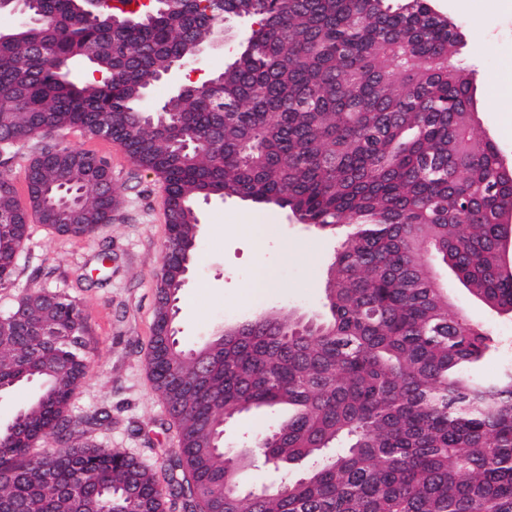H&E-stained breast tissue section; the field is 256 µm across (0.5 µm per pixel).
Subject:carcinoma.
<instances>
[{"label": "carcinoma", "instance_id": "1", "mask_svg": "<svg viewBox=\"0 0 512 512\" xmlns=\"http://www.w3.org/2000/svg\"><path fill=\"white\" fill-rule=\"evenodd\" d=\"M0 40V165L34 143L28 205L0 174V288L15 282L30 215L84 238L110 220L96 154L49 139L105 131L132 165L162 179L176 238L166 246L148 366L179 448L165 481L120 448L83 441L109 411L74 416L70 396L89 368L88 316L67 295L33 289L3 317L0 394L34 383L25 421L0 433V512H512V369L492 382L465 365L490 334L450 312L436 268L475 298L512 313V167L477 129L472 78L456 60L462 33L430 0H170L101 14L89 0H35ZM252 30L224 71L165 102L201 141L183 161L173 133L149 122L150 82L195 63L224 19ZM90 67L97 83L78 79ZM82 189L83 224H56L46 195ZM209 198L291 211L299 224L348 227L326 285L329 316L268 314L207 342L209 375L191 381V352L165 335ZM287 408L273 429L229 455L224 420ZM59 442L43 450L47 438ZM260 456L285 471L246 490ZM308 464L294 480L291 465Z\"/></svg>", "mask_w": 512, "mask_h": 512}]
</instances>
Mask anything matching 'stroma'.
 I'll use <instances>...</instances> for the list:
<instances>
[{
  "instance_id": "1",
  "label": "stroma",
  "mask_w": 512,
  "mask_h": 512,
  "mask_svg": "<svg viewBox=\"0 0 512 512\" xmlns=\"http://www.w3.org/2000/svg\"><path fill=\"white\" fill-rule=\"evenodd\" d=\"M433 8L464 34L459 62L471 73L478 128L500 158L512 165V98L498 95L512 84V0H432ZM244 28L224 27V46L207 50L175 80L154 82L147 106L166 100L175 84L200 82L223 70ZM61 144L105 157L120 203L92 236L56 234L38 219L29 222L13 287L0 288V312L32 288L68 295L89 316L91 363L74 390L71 410H112V427L93 434L94 444L124 449L152 467L179 445L147 368L157 306V285L168 238L163 182L136 169L116 142L66 131ZM193 263L177 303L174 325L182 348L202 345L224 325L270 311L315 321L328 314L326 282L345 231L324 232L296 223L289 212L237 199L199 206ZM454 309L488 328L494 345L468 365L477 381L496 380L512 367V315L489 308L460 284L448 285ZM278 415L264 407L240 414L224 429L228 451L239 453L248 436L274 426Z\"/></svg>"
}]
</instances>
